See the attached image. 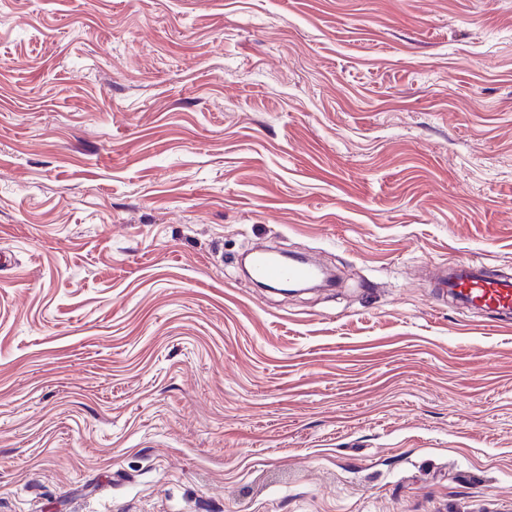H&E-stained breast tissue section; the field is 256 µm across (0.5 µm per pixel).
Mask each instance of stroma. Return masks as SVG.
Here are the masks:
<instances>
[{
    "label": "stroma",
    "instance_id": "obj_1",
    "mask_svg": "<svg viewBox=\"0 0 512 512\" xmlns=\"http://www.w3.org/2000/svg\"><path fill=\"white\" fill-rule=\"evenodd\" d=\"M462 260L512 279V0H0V512H512ZM255 279L265 283H286L315 278L318 273L310 264L284 265L271 255L259 256L252 266Z\"/></svg>",
    "mask_w": 512,
    "mask_h": 512
}]
</instances>
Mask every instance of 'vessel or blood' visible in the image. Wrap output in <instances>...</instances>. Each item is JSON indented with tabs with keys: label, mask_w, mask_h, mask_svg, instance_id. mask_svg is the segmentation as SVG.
Instances as JSON below:
<instances>
[{
	"label": "vessel or blood",
	"mask_w": 512,
	"mask_h": 512,
	"mask_svg": "<svg viewBox=\"0 0 512 512\" xmlns=\"http://www.w3.org/2000/svg\"><path fill=\"white\" fill-rule=\"evenodd\" d=\"M252 273L255 279L265 283L305 281L317 275L312 265H285L270 255L259 256ZM443 285L450 293L478 308L490 312L512 309V284L475 270L469 262H459Z\"/></svg>",
	"instance_id": "vessel-or-blood-1"
}]
</instances>
